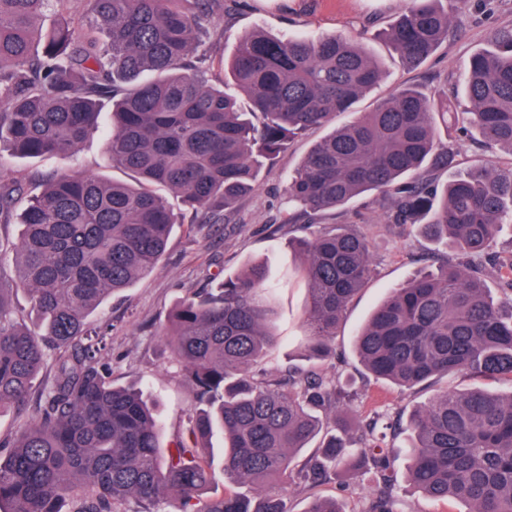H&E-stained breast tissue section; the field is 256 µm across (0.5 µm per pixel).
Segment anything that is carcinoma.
<instances>
[{
    "instance_id": "carcinoma-1",
    "label": "carcinoma",
    "mask_w": 512,
    "mask_h": 512,
    "mask_svg": "<svg viewBox=\"0 0 512 512\" xmlns=\"http://www.w3.org/2000/svg\"><path fill=\"white\" fill-rule=\"evenodd\" d=\"M0 0V149L22 159L74 152L112 100L106 150L132 182L62 172L30 193L0 170V224L21 226L16 259L0 262V408L37 417L0 444V512H290L284 475L312 488L338 470L377 478L361 512H397L387 461L372 445L376 422L341 415L353 393L339 379L300 367L280 377L260 367L276 337L256 263L179 302L162 329L166 348L195 401L186 434L161 447L152 402L117 385L99 356L105 336L88 317L153 271L176 216L151 190L163 185L204 222L217 223L256 187L255 151L274 157L305 131L347 112L383 78L382 62L343 37L241 36L230 77L246 93L255 125L199 53L219 33L224 0ZM468 0H410L385 29L409 66L464 32ZM473 53L461 91L468 111L417 88L393 92L316 142L288 176V199L305 218L293 247L308 282L304 360L330 359L336 328L365 284V234L323 224L329 211L371 193L383 224L448 244L455 262L421 272L394 291L356 332L361 364L378 379L414 390L470 374L509 391L443 392L407 423V479L436 500L470 512H512V251H496L512 223V166L490 161L439 185L456 163L440 129L463 123L494 153H512V29L490 33ZM502 288L493 297L486 269ZM26 287L35 322L15 307ZM224 463L201 453L215 435ZM321 437L317 456L295 455ZM250 493L206 495L218 483ZM305 512H343L314 497Z\"/></svg>"
}]
</instances>
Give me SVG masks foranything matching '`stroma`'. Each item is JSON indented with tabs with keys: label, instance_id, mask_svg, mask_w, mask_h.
Returning a JSON list of instances; mask_svg holds the SVG:
<instances>
[{
	"label": "stroma",
	"instance_id": "stroma-1",
	"mask_svg": "<svg viewBox=\"0 0 512 512\" xmlns=\"http://www.w3.org/2000/svg\"><path fill=\"white\" fill-rule=\"evenodd\" d=\"M408 4V0H226L224 34L207 41L213 59L230 61L239 37L256 27L285 39L346 36L361 39L365 49L385 65L382 80L354 106L353 112L337 114L331 126L349 123L354 112H368L397 87L417 85L448 99V108L463 112L469 107L460 92V80L468 57L486 47L490 32L512 28V0H469V17L462 36L450 37L436 53L416 67L404 66L380 36L381 30ZM331 126L314 128L299 136L288 150L275 158L257 156V189L236 208L229 220L217 224L194 223L184 214L175 225L158 266L137 280L121 296L113 298L92 317L107 335L105 362L112 380L119 385L141 386L150 396L161 423L160 443L169 446L183 431L185 413L193 393L179 367L172 361L157 329L170 310L189 292L208 287L215 273L238 275L250 263L264 262L267 286L276 309L274 331L278 343L263 361L274 372L288 365L303 342L300 316L305 308L307 285L299 264L288 247L295 224L302 218L285 198L286 180L312 145L329 134ZM112 131V106L104 104L97 116V130L83 140L75 153L36 159H21L0 153V167L17 176L51 175L61 170L90 172L117 181L129 175L114 168L106 153ZM328 224H356L368 235L371 274L349 305L333 346L334 363L322 364L325 375L343 371L353 380L359 399L345 414L366 419L385 413L403 420L445 390L465 392L477 388L476 380L453 376L434 380L411 392L401 391L367 374L354 352L352 338L375 307L394 288L400 287L420 268L436 267L450 256L445 245L426 239L419 228L402 232L380 224L378 214L366 201L358 200L344 210L329 213ZM387 453L396 474L395 494L400 512H469L464 501H442L423 496L407 480L408 435L397 430L387 438ZM340 479H328L306 492L297 483L286 482L290 512H305L310 494L333 497L345 512H360L376 486L364 480V494L340 487Z\"/></svg>",
	"mask_w": 512,
	"mask_h": 512
}]
</instances>
